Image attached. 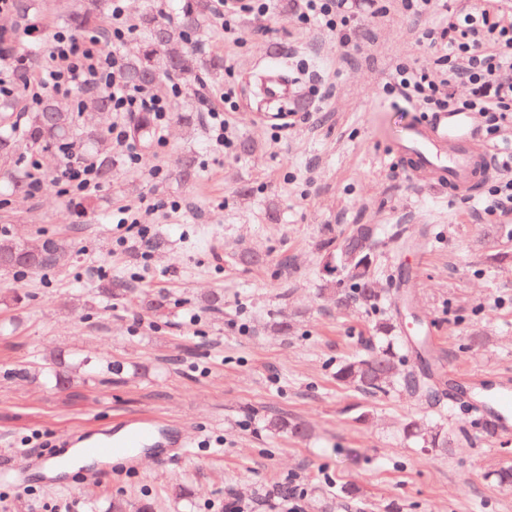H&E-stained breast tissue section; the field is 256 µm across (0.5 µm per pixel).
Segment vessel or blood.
<instances>
[{"instance_id": "vessel-or-blood-1", "label": "vessel or blood", "mask_w": 512, "mask_h": 512, "mask_svg": "<svg viewBox=\"0 0 512 512\" xmlns=\"http://www.w3.org/2000/svg\"><path fill=\"white\" fill-rule=\"evenodd\" d=\"M399 170L414 183L429 182L453 195H471L491 177L493 154L480 137L470 112H433L411 123L394 146ZM484 400L482 410L504 437L512 435V380L486 375L472 383ZM169 425L153 416L132 417L117 427L74 430L61 445L81 456L115 467H130L136 449L163 447Z\"/></svg>"}]
</instances>
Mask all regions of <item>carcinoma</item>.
<instances>
[{
  "mask_svg": "<svg viewBox=\"0 0 512 512\" xmlns=\"http://www.w3.org/2000/svg\"><path fill=\"white\" fill-rule=\"evenodd\" d=\"M111 8V0H63L62 17L75 29H86L103 24ZM208 0H189L176 22L171 23L158 14H147L141 19L145 38L135 55L122 64L124 79L134 85L158 88L170 76L198 78L204 73L221 77L223 63L218 59L200 58L192 44V37L201 29L209 12ZM14 11L24 22L40 13L38 0H15ZM13 38L0 36V64L9 66L16 81L23 84L29 75V59L13 53ZM110 111V100L105 96L82 95L80 110H75L68 97L51 95L36 112L19 115L17 99L0 96V189L12 195L29 191L30 175L11 167L13 158L27 151L48 150L72 141L78 135L86 136L88 148L98 154L100 175L112 177V155L105 151L99 134L80 128V116L85 112L104 114ZM153 114L141 112L133 123L135 137L142 141L153 133ZM373 229L368 224H356L331 253V258L350 282V291H341L346 299L370 304L376 297L374 288V261L370 248ZM66 252L64 243L53 239L20 242L0 237V261H10L13 267L39 272L54 266ZM395 373L393 350L386 347L367 359H353L344 363L338 378L359 388L384 391ZM407 434L425 449L447 447V436L421 429L414 421L406 424Z\"/></svg>",
  "mask_w": 512,
  "mask_h": 512,
  "instance_id": "obj_1",
  "label": "carcinoma"
}]
</instances>
